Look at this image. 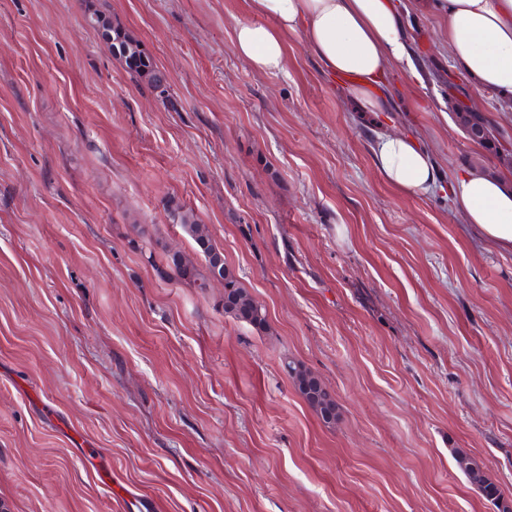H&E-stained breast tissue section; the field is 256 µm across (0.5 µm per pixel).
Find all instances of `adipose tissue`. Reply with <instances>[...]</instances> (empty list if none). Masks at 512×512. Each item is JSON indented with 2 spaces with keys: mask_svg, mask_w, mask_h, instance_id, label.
Instances as JSON below:
<instances>
[{
  "mask_svg": "<svg viewBox=\"0 0 512 512\" xmlns=\"http://www.w3.org/2000/svg\"><path fill=\"white\" fill-rule=\"evenodd\" d=\"M447 19L448 54L476 92L512 96V0H435ZM251 19L235 23L233 48L254 70L284 71L288 38L299 35L324 71L349 79L350 99L361 113L388 109L383 86L397 72L419 81L403 21L405 0H249ZM378 174L407 195L438 185L430 154L412 138L378 135ZM448 193L492 245L512 251V186L472 171L448 183Z\"/></svg>",
  "mask_w": 512,
  "mask_h": 512,
  "instance_id": "obj_1",
  "label": "adipose tissue"
}]
</instances>
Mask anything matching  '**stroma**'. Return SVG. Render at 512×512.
I'll list each match as a JSON object with an SVG mask.
<instances>
[{"mask_svg":"<svg viewBox=\"0 0 512 512\" xmlns=\"http://www.w3.org/2000/svg\"><path fill=\"white\" fill-rule=\"evenodd\" d=\"M249 17L247 0H0V512H497L458 452L512 497V252L446 189L512 167L448 110L467 79L444 17L416 0L423 81L393 75L368 117L298 36L284 72L253 70L232 47ZM383 129L430 152L438 189L381 179ZM177 204L266 330L158 272L195 253ZM87 14L89 15L86 21L91 27L95 28L93 24L97 22L108 31V35L102 38L111 51L115 47L118 48L116 56L124 62L128 71L136 77L148 79L155 87H160V79L155 73L152 59L141 48V44L125 29L124 31L118 22L112 20V17L97 11ZM288 375L295 382L299 392L324 421L334 417L336 403L327 390L308 370L289 361L285 363Z\"/></svg>","mask_w":512,"mask_h":512,"instance_id":"35a3bbf8","label":"stroma"}]
</instances>
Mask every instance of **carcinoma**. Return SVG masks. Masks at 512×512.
I'll return each instance as SVG.
<instances>
[{
	"mask_svg": "<svg viewBox=\"0 0 512 512\" xmlns=\"http://www.w3.org/2000/svg\"><path fill=\"white\" fill-rule=\"evenodd\" d=\"M94 23L100 24L108 31L104 42L111 49L118 48V58L124 62L131 74L146 78L155 86L160 83L152 59L141 48V44L124 31L118 22L106 14L93 11L88 15V24ZM448 110L455 115L462 130L482 128L489 132V137L478 142V145L488 150L499 151L496 137L492 134V127L484 113L471 106L462 107L461 102L452 96L448 97ZM174 216L177 217L184 233L193 241L195 252L204 258L206 273H200L194 262L185 256L166 259V267L170 268L176 279L202 292L214 276H221L224 278L226 290L224 314L238 321L247 322L260 330L265 328L266 319L260 304L236 272L224 262V254L212 239L207 225L201 223L191 210L177 207L174 209ZM285 367L299 392L316 413L325 421L332 419L336 403L318 379L292 361L285 363ZM456 464L469 483L480 490L483 496L495 505L498 512H512L511 506L500 504L501 489L489 478L479 461L466 454H459L456 456Z\"/></svg>",
	"mask_w": 512,
	"mask_h": 512,
	"instance_id": "1",
	"label": "carcinoma"
}]
</instances>
